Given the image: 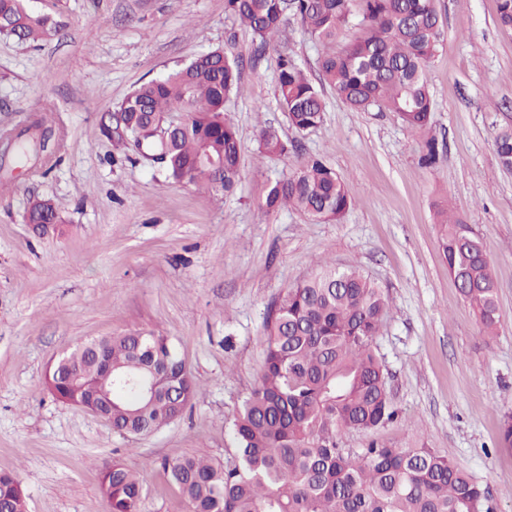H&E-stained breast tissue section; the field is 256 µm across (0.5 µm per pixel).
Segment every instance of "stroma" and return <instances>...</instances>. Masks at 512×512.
Here are the masks:
<instances>
[{
	"label": "stroma",
	"instance_id": "stroma-1",
	"mask_svg": "<svg viewBox=\"0 0 512 512\" xmlns=\"http://www.w3.org/2000/svg\"><path fill=\"white\" fill-rule=\"evenodd\" d=\"M444 47L427 67L439 160L396 114L355 111L323 88L322 124L300 133L277 101L278 45L256 54L225 0H27L64 26L47 42L0 36V134L42 111L51 154L7 176L0 193V473L15 475L28 512H109L100 471L122 460L145 482L141 512H189L164 469L187 454L228 463L231 423L264 361L266 317L321 262L354 265L390 310L377 353L401 420L343 436L434 448L487 485L493 512H512V170L495 135L512 126V29L498 0H436ZM288 54L318 81L320 48L289 18ZM228 48L243 60L226 105L240 147L234 191L168 181L100 133L103 114L134 87ZM297 142L260 153L257 123ZM321 159L354 202L337 222L267 209L270 182ZM62 221L24 220L31 197ZM449 209L482 239L497 282L500 326L485 334L448 275L436 215ZM152 331L169 337L202 387L181 416L137 438L55 401L49 365L77 345Z\"/></svg>",
	"mask_w": 512,
	"mask_h": 512
}]
</instances>
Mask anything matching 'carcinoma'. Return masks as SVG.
Instances as JSON below:
<instances>
[{
	"label": "carcinoma",
	"instance_id": "1",
	"mask_svg": "<svg viewBox=\"0 0 512 512\" xmlns=\"http://www.w3.org/2000/svg\"><path fill=\"white\" fill-rule=\"evenodd\" d=\"M226 11L258 39L256 52L278 41L293 12L320 47L321 83L357 111L395 113L410 131L426 136L422 163L438 160L429 135L430 59L443 43L436 0H225ZM0 35L20 42L49 41L59 33L50 17L31 12L26 0H0ZM355 37L338 47L341 30ZM242 63L215 49L129 92L116 107L117 122L101 134L140 152L156 142L154 131L181 119L155 162L176 183H202L230 192L238 183L239 143L225 103L238 89ZM278 101L299 132L323 121L320 91L303 71L279 56ZM36 118L34 145L22 133L1 135L0 151L25 159L46 153L52 132ZM261 152L288 153V143L267 125L257 129ZM495 147L502 165H512V128L501 129ZM352 196L343 179L316 158L301 161L270 186L268 208L291 206L312 223L338 220ZM29 224L63 222L49 199L34 197ZM442 258L488 335L500 324L497 285L478 235L460 217L441 211ZM388 299L383 288L357 267L325 263L289 288L266 323L261 380L234 416V460L229 465L184 455L165 464L170 481L190 512H492L486 488L458 463L432 448H396L373 439L364 448H344L340 437L376 431L399 418L387 390L386 369L374 340L383 327ZM112 359L113 374L146 382L165 377L186 407L199 394L197 381L168 337L135 331L92 341ZM103 378L84 343L58 359L46 376L58 401L84 407ZM112 428L142 436L169 424L168 393L153 396L134 386L112 388ZM111 512H140L141 477L112 461L100 474ZM0 512H27L17 478L0 473Z\"/></svg>",
	"mask_w": 512,
	"mask_h": 512
}]
</instances>
